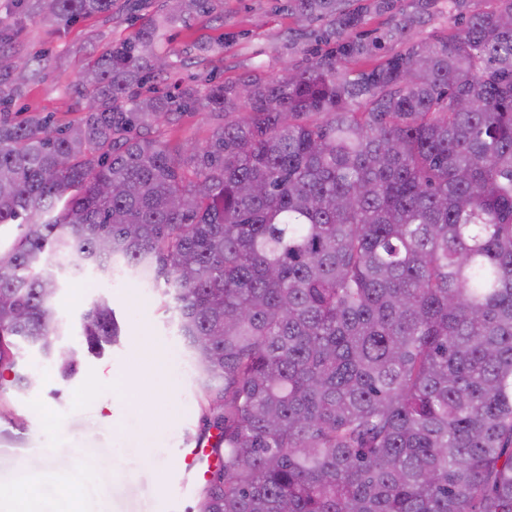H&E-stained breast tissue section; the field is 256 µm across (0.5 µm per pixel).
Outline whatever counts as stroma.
Returning a JSON list of instances; mask_svg holds the SVG:
<instances>
[{
	"mask_svg": "<svg viewBox=\"0 0 512 512\" xmlns=\"http://www.w3.org/2000/svg\"><path fill=\"white\" fill-rule=\"evenodd\" d=\"M214 11L192 17L170 32L169 46L184 66L172 70L169 84L192 82L199 70L231 82L257 70L277 73L286 63L305 64V54L288 39L299 22L276 0H214ZM0 17L14 32V45L31 57L46 56V67L26 77L12 103L21 116H51L62 125L79 119L82 105L73 88L84 69L112 44L133 31L126 13L92 16L72 24L29 16L19 0H0ZM221 45L202 66L191 59L206 46ZM214 115L186 112L160 127L169 147L205 143ZM115 310L121 336L102 353L88 350L81 334L82 316L98 299ZM56 306L65 325L64 348L76 350L77 372L61 379L52 361L24 346L16 352L19 371L37 375L29 391L15 392L0 381V512H188L196 488H178L179 449L203 431L193 360L177 327L164 313L160 291L136 280L110 283L88 270L58 275ZM148 337L170 359L157 380V393H145L115 378L133 370L139 337ZM28 449V489L15 486L16 457ZM109 467H101L100 459Z\"/></svg>",
	"mask_w": 512,
	"mask_h": 512,
	"instance_id": "obj_1",
	"label": "stroma"
}]
</instances>
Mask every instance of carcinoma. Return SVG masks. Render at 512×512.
<instances>
[{
    "mask_svg": "<svg viewBox=\"0 0 512 512\" xmlns=\"http://www.w3.org/2000/svg\"><path fill=\"white\" fill-rule=\"evenodd\" d=\"M133 0H22L60 23ZM213 0H165L85 69L77 123L11 116L0 20V371L57 346L54 271L163 284L221 463L189 512H512V0H288L320 47L275 77L166 92L167 33ZM370 13L390 14L361 31ZM390 48L370 68L349 64ZM201 146L149 135L187 110ZM87 346L121 336L100 299ZM436 4L428 25L417 29L418 37H426L434 30L447 29L448 25L452 26V22L448 20V1L438 0Z\"/></svg>",
    "mask_w": 512,
    "mask_h": 512,
    "instance_id": "obj_1",
    "label": "carcinoma"
}]
</instances>
